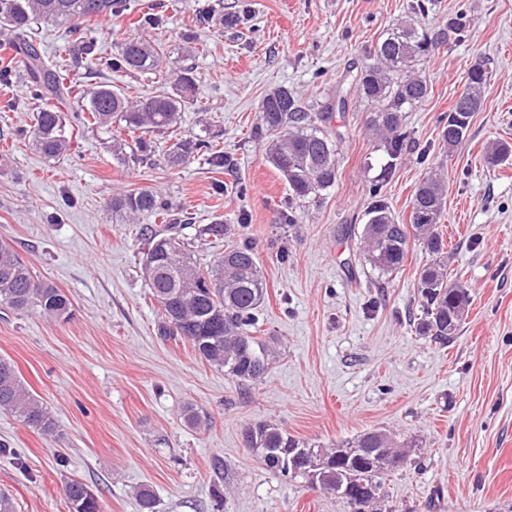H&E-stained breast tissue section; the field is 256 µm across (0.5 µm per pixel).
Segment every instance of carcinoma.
<instances>
[{"instance_id":"cac0c4a2","label":"carcinoma","mask_w":512,"mask_h":512,"mask_svg":"<svg viewBox=\"0 0 512 512\" xmlns=\"http://www.w3.org/2000/svg\"><path fill=\"white\" fill-rule=\"evenodd\" d=\"M122 0H0V29L13 41L14 55L0 62V84L11 87L16 75L24 76L35 107L30 137L48 159H55L70 147L71 128L60 107L70 100L68 111L83 126L105 129L112 135L113 152L123 154L124 139L119 132L168 129L178 115L193 102L194 78L185 73L175 80L172 91L132 102L124 89L110 81L95 85L67 82L68 73L88 60L110 72H147L158 67V53L140 38L120 43L111 58L97 56L82 29L86 20L112 16ZM52 22L67 32L68 57L56 61L41 56L31 37V25ZM470 19L464 13L448 25L431 32L414 20L392 25L378 39L368 61L356 75L359 94L378 106L373 129L381 136L387 161L372 184V201L363 214L364 255L371 268L391 274L404 263L410 240L414 239L437 259L425 265L419 275L421 316L416 332L445 345L460 329L470 296L468 289L448 282L444 264L445 243L439 232L446 184L432 171L420 183L411 205L410 223L400 224L380 196L379 182L391 174L397 162L411 149L409 133L402 125V114L422 103L430 93L427 80L418 71V62L452 34L460 38L468 32ZM487 78L477 67L463 92L448 112L440 138L444 147L461 142L471 117L480 107ZM332 118L330 112H314L286 87L268 93L259 106V134L271 136L268 160L288 183L295 199H318L336 184L338 144L320 127ZM205 150L212 163L227 170L233 163L206 138L178 139L169 147L165 160L177 166L197 150ZM112 213L132 217L150 213L162 219L163 230L142 229L145 242L155 243L143 257L141 272L159 311V335L186 341L202 361L224 370V374L244 384L263 377L269 365V350L257 336L261 332L259 312L267 296V286L253 248L244 242L224 250V256L211 267L194 261L191 238L182 224L169 213V207L151 190L120 193L109 202ZM227 225L216 222L195 229L194 238L220 240ZM0 301L23 313H34L56 321L72 317L67 295L39 279L31 267L8 245L0 244ZM0 410L13 413L45 436L57 432L58 423L48 408L26 388L11 360L0 357ZM265 466L283 476L304 475L288 465V450L302 448L324 456L319 486L335 493L348 489L345 500L351 512H369L380 498L386 476L404 468L408 452L391 441L399 464L383 466L373 455L374 431H366L334 448H319L289 435L272 424H259L245 433ZM64 494L70 512H103L95 493L84 483L72 480Z\"/></svg>"}]
</instances>
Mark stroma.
Returning a JSON list of instances; mask_svg holds the SVG:
<instances>
[{
	"instance_id": "1",
	"label": "stroma",
	"mask_w": 512,
	"mask_h": 512,
	"mask_svg": "<svg viewBox=\"0 0 512 512\" xmlns=\"http://www.w3.org/2000/svg\"><path fill=\"white\" fill-rule=\"evenodd\" d=\"M209 2L214 18L203 27L199 0H126L123 11L89 24L99 55L138 37L160 66L126 74L84 64L81 83L110 80L136 101L193 70V105L173 128L146 133L144 159L115 156L109 132L83 127L67 154L46 159L24 135L36 106L25 83L0 89V241L73 308L63 322L0 303V356L59 423L45 437L0 412V490L17 512H69L63 486L71 479L88 485L104 512H138L146 485L156 512H350L345 500L270 471L245 447L244 430L268 423L313 445L379 429L410 442L416 464L386 480L379 512H512V164L486 160L493 144L512 145V0H431L418 18L438 29L463 11L470 27L421 62L430 93L404 115L412 151L381 189L405 224L430 169L445 178L448 279L470 292L445 346L410 321L430 260L419 243L386 276L359 255L361 217L385 154L371 127L376 108L353 79L383 31L413 17V0ZM244 3L248 26L225 24ZM147 13L159 25L141 24ZM482 65L481 105L462 143L444 149L440 120ZM281 86L319 112L346 100L328 124L339 142L337 181L315 201L292 197L256 131L261 100ZM207 132L218 134L234 174L201 151L167 165L175 138ZM140 189L194 225L229 224L224 239L193 241L200 265L253 244L267 285L260 337L273 355L261 381L239 383L189 344L160 339L140 235L160 221L146 213L126 222L108 207L113 195ZM189 404L209 417L207 428L185 423Z\"/></svg>"
}]
</instances>
